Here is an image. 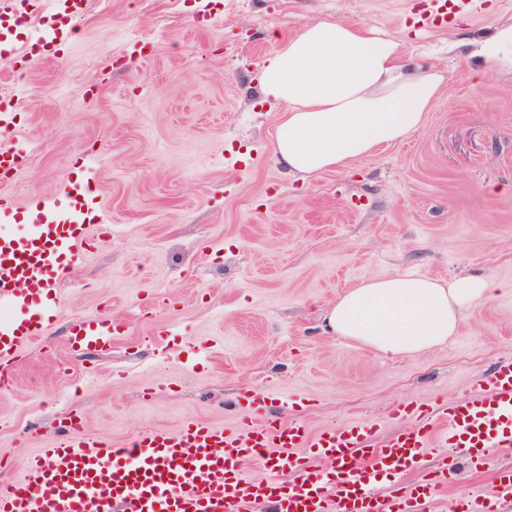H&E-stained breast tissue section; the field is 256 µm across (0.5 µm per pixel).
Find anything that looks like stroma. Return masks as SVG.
<instances>
[{
    "instance_id": "obj_1",
    "label": "stroma",
    "mask_w": 512,
    "mask_h": 512,
    "mask_svg": "<svg viewBox=\"0 0 512 512\" xmlns=\"http://www.w3.org/2000/svg\"><path fill=\"white\" fill-rule=\"evenodd\" d=\"M90 0L61 59L25 75L0 62L26 166L1 181L21 206L95 166L91 234L59 306L0 391V483L69 415L120 442L190 421L233 427L241 393L310 432L382 422L401 402L466 395L512 358V70L471 56L512 23V0H466L448 28L413 21L435 0ZM339 18L407 34L448 79L423 126L349 168L304 182L274 159L281 110L257 76L279 38ZM415 274L499 283L433 349L387 359L325 331L324 312L364 280ZM120 326L109 353L72 350L77 321ZM303 399L299 411L289 400ZM512 451L477 471L457 458L443 501L493 490Z\"/></svg>"
}]
</instances>
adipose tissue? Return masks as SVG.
Instances as JSON below:
<instances>
[{
  "instance_id": "obj_1",
  "label": "adipose tissue",
  "mask_w": 512,
  "mask_h": 512,
  "mask_svg": "<svg viewBox=\"0 0 512 512\" xmlns=\"http://www.w3.org/2000/svg\"><path fill=\"white\" fill-rule=\"evenodd\" d=\"M445 80L399 36L334 18L310 21L263 67L261 92L282 107L276 161L307 181L403 142L421 127ZM493 291L489 280L470 276L445 284L372 278L339 297L325 321L336 335L396 357L446 343L469 308Z\"/></svg>"
}]
</instances>
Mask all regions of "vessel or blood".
<instances>
[{
	"label": "vessel or blood",
	"mask_w": 512,
	"mask_h": 512,
	"mask_svg": "<svg viewBox=\"0 0 512 512\" xmlns=\"http://www.w3.org/2000/svg\"><path fill=\"white\" fill-rule=\"evenodd\" d=\"M87 0H0V58L32 65L66 45ZM36 20L40 34L20 39L18 21ZM16 114L0 104V177L20 171L28 153L15 142ZM83 181L69 177L61 191L34 208L18 209L0 196V361L41 336L45 314L57 302L59 274L80 257L87 240L80 200ZM24 225L23 235L12 231ZM118 327L112 320H84L73 328V349L110 350ZM249 416L232 429L190 422L176 432L153 431L115 443L87 434L69 419L52 447L29 458L25 480L0 485V512H246L271 501L275 512H326L335 497L338 512H379L373 490L382 481L401 486L390 512H422L439 499L456 476L447 464L404 483L428 456L445 448L464 452L471 467H487L494 453L512 448V360L483 376L460 401L432 407L407 402L395 407L404 428L378 436L374 424H349L314 434L297 422L266 416L263 392L247 390ZM330 460L332 470L314 467ZM260 465L263 480L247 477V463ZM512 495V472L500 473L494 490L452 502L448 512H497Z\"/></svg>",
	"instance_id": "obj_1"
}]
</instances>
